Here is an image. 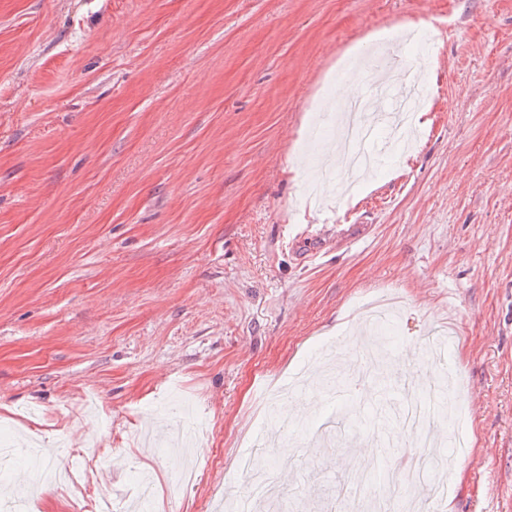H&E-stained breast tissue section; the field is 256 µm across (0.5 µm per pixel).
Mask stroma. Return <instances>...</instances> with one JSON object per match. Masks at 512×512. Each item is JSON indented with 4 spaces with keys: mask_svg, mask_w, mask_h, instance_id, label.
<instances>
[{
    "mask_svg": "<svg viewBox=\"0 0 512 512\" xmlns=\"http://www.w3.org/2000/svg\"><path fill=\"white\" fill-rule=\"evenodd\" d=\"M440 16L403 42L438 78L412 138L343 189L328 104L372 40ZM387 293L388 360L451 332L453 512H512V0H0V445H66L84 486L28 512H127L142 470L147 512H222L293 397L267 462L294 512L381 484L411 450L362 441L402 406L364 412L403 373L350 351L338 384L373 395L318 443L309 374Z\"/></svg>",
    "mask_w": 512,
    "mask_h": 512,
    "instance_id": "stroma-1",
    "label": "stroma"
}]
</instances>
